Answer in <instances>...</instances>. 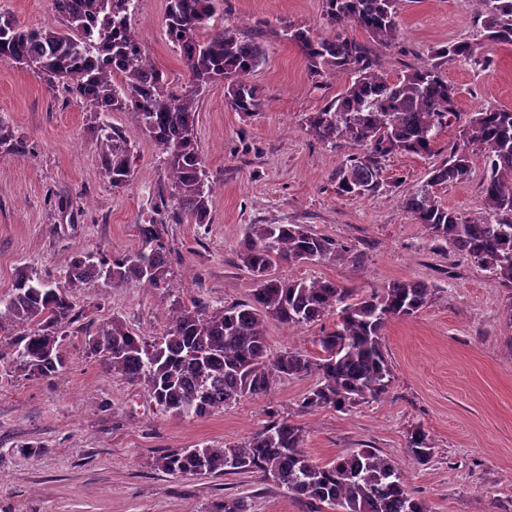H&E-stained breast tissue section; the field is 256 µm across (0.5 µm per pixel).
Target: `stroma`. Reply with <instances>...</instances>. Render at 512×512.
I'll list each match as a JSON object with an SVG mask.
<instances>
[{"instance_id": "35a3bbf8", "label": "stroma", "mask_w": 512, "mask_h": 512, "mask_svg": "<svg viewBox=\"0 0 512 512\" xmlns=\"http://www.w3.org/2000/svg\"><path fill=\"white\" fill-rule=\"evenodd\" d=\"M166 0H137L133 25L152 62L172 86L185 67L163 24ZM0 12L28 26H61L54 0H0ZM400 37L376 47L382 72L396 78L430 63L434 49L483 42L482 0H399ZM217 25L265 39L266 60L249 80L266 101L261 116L236 112L224 85L200 88L197 146L215 193L209 224H167L172 251L165 289L124 283L106 295L73 292L77 309L94 324L119 317L136 331H163L173 301L224 303L247 299L252 287L237 251L249 224H301L347 241L348 261L283 264L289 279L320 277L371 294L395 280L434 284L422 312L390 321L384 346L393 382L379 401L346 413L297 414L314 377L286 378L259 397L202 417L162 413L139 387L108 375L87 355V333L65 343L67 365L50 382L0 376V512H211L227 495L246 497L249 512H304L295 499L255 475L175 477L153 465L172 448L246 440L269 410L292 415L305 431L304 448L320 464L357 448H373L406 473L431 512H512V328L502 318L512 289L489 271L446 249H435L422 225L404 210L406 194L447 159L458 139L444 129L428 155L393 154L382 162L379 193L362 198L336 192V172L354 146L324 145L304 119L343 92V74L314 84L300 49L284 29L324 38L367 41L351 24L335 30L322 0H224ZM492 66L442 60L456 90L458 111L512 108V45L492 47ZM133 155L130 185L112 189L98 163L94 113L63 88L50 87L36 68L0 63V122L23 136L26 155L0 158V297L22 269L63 279L77 251L138 248L159 194H170L162 154L132 113L109 112ZM471 176L436 187L440 203L462 217L483 209L484 156L468 150ZM335 316L301 328L270 320V353L297 349L318 355V338ZM422 427L435 446L433 461L413 464L406 434ZM42 445L26 457L18 448Z\"/></svg>"}]
</instances>
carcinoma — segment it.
<instances>
[{
	"label": "carcinoma",
	"mask_w": 512,
	"mask_h": 512,
	"mask_svg": "<svg viewBox=\"0 0 512 512\" xmlns=\"http://www.w3.org/2000/svg\"><path fill=\"white\" fill-rule=\"evenodd\" d=\"M222 0H166L164 26L179 50L186 82L169 89L165 72L142 49L132 25V0H54L63 27H26L0 13V62L37 68L47 84H61L87 111L131 112L142 131L164 155L172 192L159 196L157 218L140 227L141 245L111 257L80 252L64 280L21 272L9 298L0 299V331L18 328L0 343V371L45 381L66 365L64 345L83 318L72 291L105 293L128 280L165 288L170 251L164 225L207 224L215 186L200 158L195 128L196 92L224 81V98L237 112L258 116L265 99L247 81L265 60L264 44L228 27L209 25ZM399 0H323L334 27L360 26L372 42L387 46L398 38ZM482 26L492 45H512V0H484ZM313 78L348 77L344 92L310 113L308 135L322 144L356 147L336 174L342 195L379 192L381 159L394 153L423 155L442 129L458 125L459 140L448 159L432 169L426 184L403 199L407 213L432 242L445 244L512 287V109H485L462 118L456 91L436 60L453 57L483 68L493 57L469 42L434 50L435 61L396 79L379 69L372 47L353 38H314L289 30ZM97 148L112 188L132 180V156L121 132L107 122L96 126ZM479 143L485 164L483 211L464 218L442 206L433 187L461 183L471 175L469 145ZM27 153V144L0 122V157ZM354 248L314 233L301 224H249L237 252L252 281L249 298L215 305L202 299L172 310L160 337L149 339L114 317L86 342L105 370L148 394L154 405L175 417H201L265 394L278 379L313 375L315 384L297 412H346L376 401L391 385V365L382 336L387 324L419 314L434 288L422 280H397L365 296L322 278L276 275L286 263L341 261ZM336 316L335 327L318 338L321 353L298 350L269 354L265 325L270 319L289 327ZM261 429L242 442L179 448L154 465L175 476L258 474L304 506V512H428L408 486L405 472L372 448L339 455L321 465L305 451L304 430L292 418L268 413ZM407 451L420 466L430 463L434 446L419 427L408 432ZM214 512H248L242 497L227 496Z\"/></svg>",
	"instance_id": "obj_1"
}]
</instances>
